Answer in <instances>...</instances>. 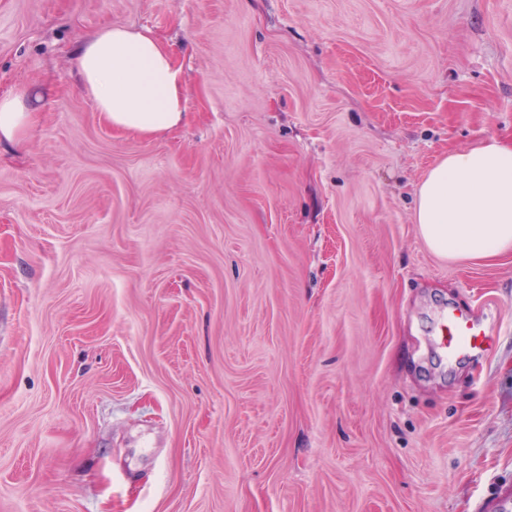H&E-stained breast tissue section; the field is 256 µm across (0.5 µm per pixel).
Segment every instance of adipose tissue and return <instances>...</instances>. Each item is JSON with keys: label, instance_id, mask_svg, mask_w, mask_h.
<instances>
[{"label": "adipose tissue", "instance_id": "ef3b65f1", "mask_svg": "<svg viewBox=\"0 0 512 512\" xmlns=\"http://www.w3.org/2000/svg\"><path fill=\"white\" fill-rule=\"evenodd\" d=\"M78 91L120 133L176 130L187 120L182 69L153 29L114 25L73 50ZM36 92L0 95V141L21 142L38 121ZM415 222L427 247L453 262L512 254V144L491 138L450 151L420 183Z\"/></svg>", "mask_w": 512, "mask_h": 512}]
</instances>
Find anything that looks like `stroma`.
Here are the masks:
<instances>
[{"label":"stroma","instance_id":"35a3bbf8","mask_svg":"<svg viewBox=\"0 0 512 512\" xmlns=\"http://www.w3.org/2000/svg\"><path fill=\"white\" fill-rule=\"evenodd\" d=\"M152 28L179 129L112 131L77 38ZM0 512H498L512 258L415 223L448 151L512 141V0H0ZM478 315L455 364L432 328ZM38 94L30 89L0 95V142H21L38 121Z\"/></svg>","mask_w":512,"mask_h":512}]
</instances>
